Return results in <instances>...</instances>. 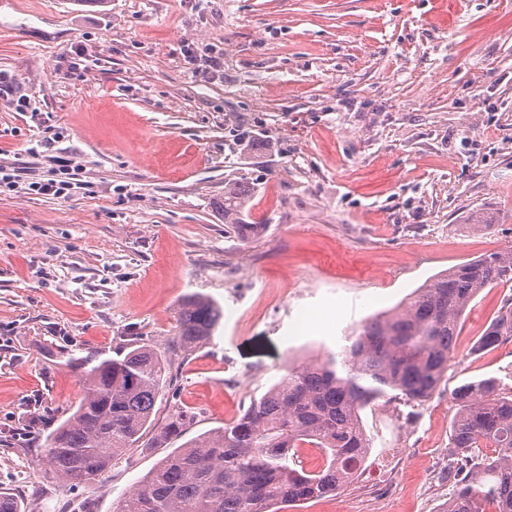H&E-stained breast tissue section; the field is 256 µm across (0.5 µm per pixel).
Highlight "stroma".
I'll use <instances>...</instances> for the list:
<instances>
[{"instance_id":"stroma-1","label":"stroma","mask_w":512,"mask_h":512,"mask_svg":"<svg viewBox=\"0 0 512 512\" xmlns=\"http://www.w3.org/2000/svg\"><path fill=\"white\" fill-rule=\"evenodd\" d=\"M0 167L80 166L69 199L0 195V491L24 512H115L163 456L139 445L70 486L41 464L85 391L83 362L169 357L155 407L232 422L289 368L436 273L512 246V0H0ZM57 134L45 147V133ZM255 185L240 241L215 207ZM191 294L225 315L175 352ZM512 301L481 291L439 390L379 403L360 475L292 512H445L465 380L512 394V342L476 344Z\"/></svg>"}]
</instances>
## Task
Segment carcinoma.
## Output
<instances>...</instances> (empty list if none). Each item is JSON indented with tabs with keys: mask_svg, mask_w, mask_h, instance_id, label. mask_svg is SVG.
Here are the masks:
<instances>
[{
	"mask_svg": "<svg viewBox=\"0 0 512 512\" xmlns=\"http://www.w3.org/2000/svg\"><path fill=\"white\" fill-rule=\"evenodd\" d=\"M254 187L224 183L218 209L243 241L259 228L247 222ZM512 285V246L486 253L432 277L399 307L363 325L327 364L290 370L231 423L166 453L123 496L116 512H270L334 495L357 474L372 446L361 412L387 398L419 406L448 371L461 320L477 294ZM223 312L199 295L177 315L175 341L183 352L207 344ZM512 341V307L502 310L478 350ZM169 380V361L149 344L84 370L85 395L46 437L41 464L71 485L86 484L151 434L152 448L181 438L191 415L178 406L153 426L157 399ZM457 411L450 445L463 476L447 512H512V395L500 381H467L452 391ZM322 452V466L305 467L301 448Z\"/></svg>",
	"mask_w": 512,
	"mask_h": 512,
	"instance_id": "cac0c4a2",
	"label": "carcinoma"
}]
</instances>
